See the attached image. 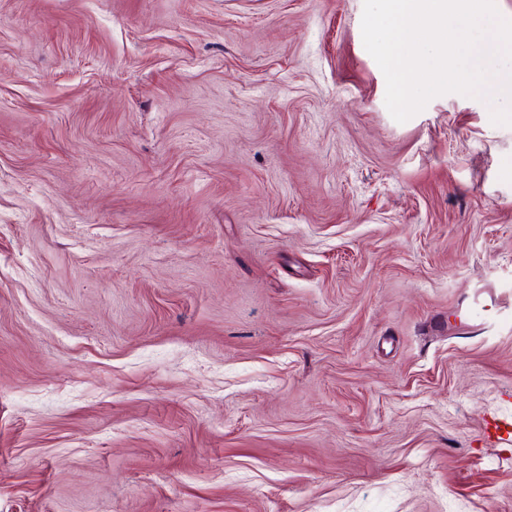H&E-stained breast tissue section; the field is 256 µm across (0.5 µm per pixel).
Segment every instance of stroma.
Wrapping results in <instances>:
<instances>
[{"label":"stroma","mask_w":512,"mask_h":512,"mask_svg":"<svg viewBox=\"0 0 512 512\" xmlns=\"http://www.w3.org/2000/svg\"><path fill=\"white\" fill-rule=\"evenodd\" d=\"M362 13L0 0V512H512V126Z\"/></svg>","instance_id":"stroma-1"}]
</instances>
